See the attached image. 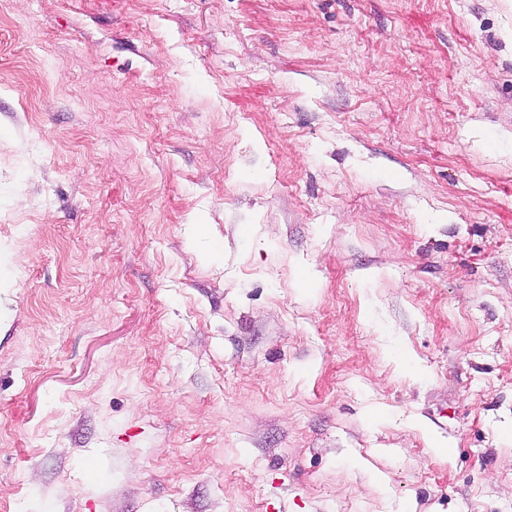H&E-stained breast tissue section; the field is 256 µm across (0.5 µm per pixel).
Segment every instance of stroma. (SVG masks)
Segmentation results:
<instances>
[{"label":"stroma","mask_w":512,"mask_h":512,"mask_svg":"<svg viewBox=\"0 0 512 512\" xmlns=\"http://www.w3.org/2000/svg\"><path fill=\"white\" fill-rule=\"evenodd\" d=\"M0 512H512V0H0Z\"/></svg>","instance_id":"35a3bbf8"}]
</instances>
